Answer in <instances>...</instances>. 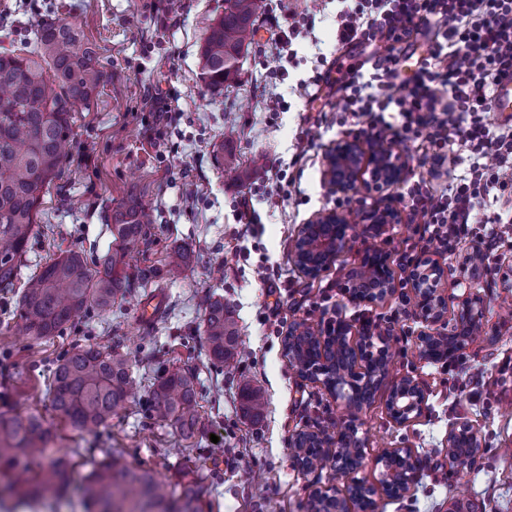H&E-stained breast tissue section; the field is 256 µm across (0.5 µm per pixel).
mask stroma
I'll use <instances>...</instances> for the list:
<instances>
[{
  "label": "stroma",
  "instance_id": "35a3bbf8",
  "mask_svg": "<svg viewBox=\"0 0 512 512\" xmlns=\"http://www.w3.org/2000/svg\"><path fill=\"white\" fill-rule=\"evenodd\" d=\"M224 0H180L177 12L167 0H0V49L30 36L46 11L77 24L95 45L112 79L92 111L77 115L72 157L65 177L46 195L36 233L23 263L30 275L71 250L89 256L105 253L112 241L111 215L136 189L155 216L153 236L132 251L130 275L148 273L137 302L109 313L82 315L64 334L38 343L16 329L18 290L0 291V412L5 416L44 412L46 378L57 359L85 343L118 346L134 361L136 388L125 410L97 434L74 430L62 417L49 415L48 427L58 448L78 450L65 499L47 512H81L84 461L105 448H118L126 461L175 483L201 478V496L212 512H305L312 489L342 488L333 468L307 472L291 461L296 431L330 430L342 423L343 409L323 387L302 380L284 346L293 322L323 327L339 317L361 330L377 317L389 320L385 339L393 356L391 376H411L427 384V407L399 426L385 409L386 389H379L357 421L365 442L362 475L377 482L373 461L387 448H408L432 459L419 471L408 493L399 498L377 493V512H448L450 498L471 500L484 512H512V241H499L491 256L495 274L470 272L462 260L476 242L461 239L452 248L439 242L422 245L417 224L387 225L374 239L351 240L327 269L309 277L293 263L300 225L325 209H354V202L331 192L323 182L324 159L337 140L368 137L364 116L336 109L343 96L341 75L368 56L383 55L387 43L340 50L336 20L340 0H264L254 43L240 71L223 91L208 90L201 80V47ZM295 16L312 26L311 37L292 43L286 82L275 69L272 16ZM329 73L318 100H310L303 81ZM284 94L286 111L266 109V99ZM237 134L226 139L228 123ZM410 181L442 183L465 174L466 165L432 163L412 143L395 148ZM233 155L245 181L230 180L225 155ZM289 162L290 197L262 211V222L248 242L236 236L237 203L251 189H261L271 160ZM182 247L189 254L183 271L167 274L166 256ZM386 253L395 281L406 273L402 258L420 252L439 254L448 269L445 296L465 288L485 303L486 336L478 355L463 372L453 364L421 360L416 342L422 327L399 295L372 305L352 302L345 278L369 248ZM273 269L279 290L257 278L259 262ZM163 310L151 323L139 317L140 303L152 294ZM229 302L245 354L230 367L214 366L203 339L205 295ZM182 367L199 379L202 423L184 438L172 423L149 411V390L165 370ZM259 388L266 400L257 418L241 407L244 385ZM472 424L486 453L476 466L453 469L443 450L448 430Z\"/></svg>",
  "mask_w": 512,
  "mask_h": 512
}]
</instances>
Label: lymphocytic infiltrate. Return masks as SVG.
Instances as JSON below:
<instances>
[{
  "mask_svg": "<svg viewBox=\"0 0 512 512\" xmlns=\"http://www.w3.org/2000/svg\"><path fill=\"white\" fill-rule=\"evenodd\" d=\"M434 26L428 56L412 79L400 77L421 28ZM384 41L387 54L370 58L371 75L349 70L341 109L370 119L372 139L395 143L426 138L436 159L468 161L465 175L406 194L422 218L424 242L451 245L479 221L512 234V124L490 128L498 81L512 77V0H348L337 21L336 45L357 48ZM399 124L387 121V111Z\"/></svg>",
  "mask_w": 512,
  "mask_h": 512,
  "instance_id": "obj_1",
  "label": "lymphocytic infiltrate"
}]
</instances>
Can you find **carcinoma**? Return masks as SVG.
I'll list each match as a JSON object with an SVG mask.
<instances>
[{
  "label": "carcinoma",
  "instance_id": "cac0c4a2",
  "mask_svg": "<svg viewBox=\"0 0 512 512\" xmlns=\"http://www.w3.org/2000/svg\"><path fill=\"white\" fill-rule=\"evenodd\" d=\"M224 15L215 20L201 50V79L219 92L240 69L242 51L253 44L255 17L261 0H225ZM110 80L95 49L76 26L47 18L34 38L0 53V288H11L35 234L42 200L60 178L73 138L76 107L89 112ZM153 215L130 191L112 210L110 233L115 248L90 263L81 251H70L30 276L20 292L18 318L23 335L39 342L63 333L91 309L101 313L121 305L134 288L126 274L127 245L151 237ZM188 253H168L169 274L179 273ZM205 343L213 364L226 365L239 356V336L230 306L222 297L204 304ZM133 383L130 358L114 346L78 345L57 361L47 377L50 409L76 430L95 434L107 426L128 401ZM245 412L261 416L266 400L259 390L243 393ZM150 409L190 438L201 420L194 374L171 369L150 391ZM35 413L0 414V490L32 505L60 495L70 460L54 450ZM296 435L294 448L307 470H323L328 457L305 447ZM83 487L85 512H205L199 480L167 484L149 471L127 465L121 454L105 450L88 460Z\"/></svg>",
  "mask_w": 512,
  "mask_h": 512
}]
</instances>
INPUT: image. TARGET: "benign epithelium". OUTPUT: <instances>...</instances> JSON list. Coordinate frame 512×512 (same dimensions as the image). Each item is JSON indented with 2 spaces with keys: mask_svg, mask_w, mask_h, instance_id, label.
<instances>
[{
  "mask_svg": "<svg viewBox=\"0 0 512 512\" xmlns=\"http://www.w3.org/2000/svg\"><path fill=\"white\" fill-rule=\"evenodd\" d=\"M408 176V170L399 158L377 153L366 141L358 136H349L339 141L325 156L324 180L329 188L342 195L356 196L361 192L389 189L402 183ZM359 225L351 224L348 216L336 209H326L316 213L309 223L298 229L294 239L293 261L308 276L318 274L317 267L326 265L336 254L345 249L355 235L374 237L388 224L403 223L400 210L388 202L376 204L363 214ZM358 276L348 288L351 300L359 303L378 304L392 295L395 281L387 264V258L380 252H372L362 257L357 268ZM448 280L445 266L437 259L426 263L422 276L411 282V288L417 299L415 312L424 323L418 344L423 359H429L427 346L430 340L439 339L446 350V359L452 361L469 347L472 341L471 329L484 326V300L472 290L465 291L456 298L455 304L448 305L439 291V287ZM341 336L347 347L360 349L371 344L369 337L357 336L350 326L344 325ZM333 337L321 338L322 366L297 369L298 375L310 382L318 383L343 407L348 424L334 434L311 432L319 440L322 448H332V458L344 468V475L359 473L366 467L364 454H359L357 464L344 466L339 456V448L347 441L361 447L354 422L358 418L362 405L356 401V389L369 379H374L377 387L388 388L389 396L386 410L389 418L397 425H405L418 418L427 406L428 394L425 386L413 377L388 378L382 372H373L372 366L358 358H353L340 372L331 368L332 361L327 358ZM462 436L470 439L469 452L456 460V466H472L479 455L480 439L478 432L468 423L453 425L448 431V444L452 445ZM392 452L408 459L411 467L400 494L407 493L412 487L417 468V456L408 448H394ZM362 493L367 499H373L375 489L368 481L351 480L346 488L332 494L318 488L312 491L318 499L330 503L325 512H352L355 509L354 498Z\"/></svg>",
  "mask_w": 512,
  "mask_h": 512,
  "instance_id": "1",
  "label": "benign epithelium"
}]
</instances>
